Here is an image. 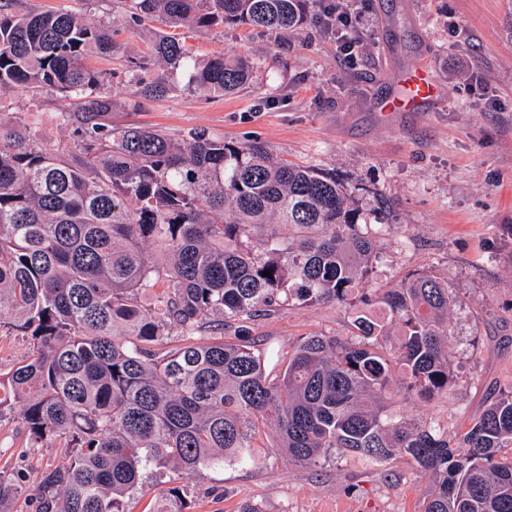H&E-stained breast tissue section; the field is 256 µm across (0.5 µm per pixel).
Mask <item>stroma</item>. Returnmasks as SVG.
<instances>
[{
    "mask_svg": "<svg viewBox=\"0 0 512 512\" xmlns=\"http://www.w3.org/2000/svg\"><path fill=\"white\" fill-rule=\"evenodd\" d=\"M368 21L354 60L338 49L318 17L297 32L246 25L181 30L199 59L247 55L258 68L250 88L223 97L199 93L182 72L176 89L129 109V59L145 60L151 79L164 73L151 59L150 28L128 24L121 0H100L91 23L111 24L118 56L91 55L106 72L100 90L112 99V123L181 137L194 128L225 140L264 142L274 157L331 174L371 209L374 195L389 208L381 221L374 285L387 288L430 269L458 301L448 315L458 380L446 399L403 408L447 427L467 429L492 396L512 381V0H364ZM426 62L438 101L426 112H385L394 78ZM0 103L21 115L40 145L72 143L63 113L74 99L22 88L0 91ZM256 335L281 347L304 336L350 333L343 306L290 304L260 320ZM274 427L254 441L261 460L179 479L193 512H237L242 500L263 512H420L430 480L410 460L368 469L330 454L315 468L289 463L274 447ZM61 441L29 447L18 411L0 416V470L29 479L58 465Z\"/></svg>",
    "mask_w": 512,
    "mask_h": 512,
    "instance_id": "1",
    "label": "stroma"
}]
</instances>
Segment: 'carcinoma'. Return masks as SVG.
<instances>
[{"mask_svg":"<svg viewBox=\"0 0 512 512\" xmlns=\"http://www.w3.org/2000/svg\"><path fill=\"white\" fill-rule=\"evenodd\" d=\"M319 3L126 8L136 26L168 28L152 42L166 69L226 95L250 85L254 60L199 61L174 30H295ZM121 49L112 26L73 10L18 13L0 0V90L79 99L63 113L72 155L39 146L0 104V331L33 347L0 374V416L20 407L29 447L59 438L67 450L36 476L35 512H129L149 477L169 483L156 512H191L179 477L255 464L252 432L269 421L294 465L336 450L371 467L405 456L430 478L421 512H512V458L500 456L512 448V384L456 438L401 412L390 392L431 402L456 384L448 282L426 270L372 287L382 229L335 177L277 161L259 141L112 126V98L96 92L106 73L85 60ZM141 69L129 70L133 109L172 90ZM290 302L342 305L354 333L304 336L278 356L251 326ZM174 329L182 343L162 349ZM206 329L214 337L198 341ZM22 490L0 472V506Z\"/></svg>","mask_w":512,"mask_h":512,"instance_id":"obj_1","label":"carcinoma"}]
</instances>
